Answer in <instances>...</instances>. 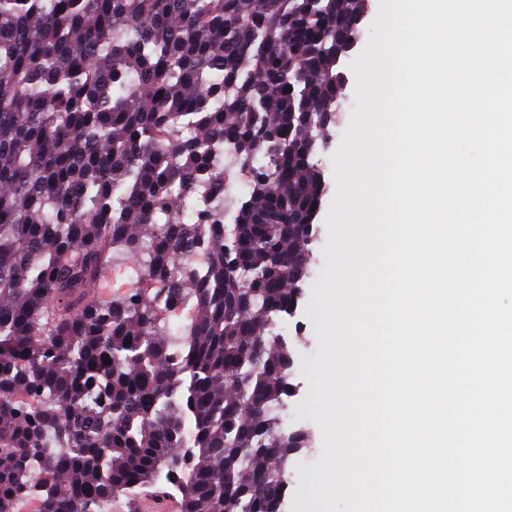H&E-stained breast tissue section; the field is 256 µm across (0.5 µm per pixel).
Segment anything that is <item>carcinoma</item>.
Here are the masks:
<instances>
[{
	"mask_svg": "<svg viewBox=\"0 0 512 512\" xmlns=\"http://www.w3.org/2000/svg\"><path fill=\"white\" fill-rule=\"evenodd\" d=\"M367 7L0 0V512L162 476L182 512H281L306 438L271 328L309 277L312 158ZM119 258L160 288L94 298ZM190 303L171 336L160 307Z\"/></svg>",
	"mask_w": 512,
	"mask_h": 512,
	"instance_id": "cac0c4a2",
	"label": "carcinoma"
}]
</instances>
